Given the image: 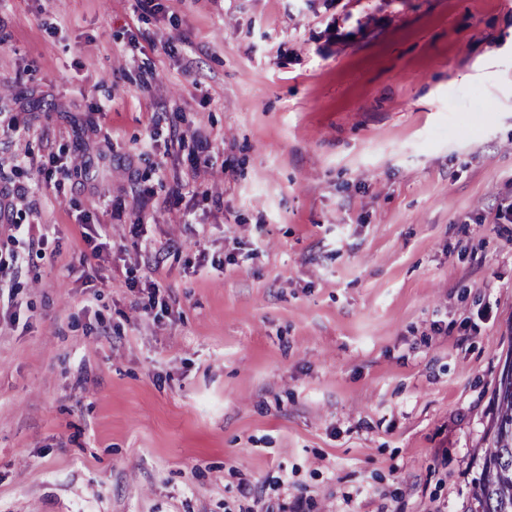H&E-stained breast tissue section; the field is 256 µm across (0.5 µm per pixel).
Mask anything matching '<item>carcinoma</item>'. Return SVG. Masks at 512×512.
<instances>
[{
  "mask_svg": "<svg viewBox=\"0 0 512 512\" xmlns=\"http://www.w3.org/2000/svg\"><path fill=\"white\" fill-rule=\"evenodd\" d=\"M495 413L474 479L475 512H512V379L499 378Z\"/></svg>",
  "mask_w": 512,
  "mask_h": 512,
  "instance_id": "obj_1",
  "label": "carcinoma"
}]
</instances>
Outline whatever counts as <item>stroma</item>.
I'll list each match as a JSON object with an SVG mask.
<instances>
[{"mask_svg": "<svg viewBox=\"0 0 512 512\" xmlns=\"http://www.w3.org/2000/svg\"><path fill=\"white\" fill-rule=\"evenodd\" d=\"M158 2L0 0V176L62 245L0 320V512H468L512 353V0ZM84 231L81 232L82 246L79 248L80 263L82 266L92 264L99 260L107 245L109 236L108 225L105 224H81Z\"/></svg>", "mask_w": 512, "mask_h": 512, "instance_id": "1", "label": "stroma"}]
</instances>
